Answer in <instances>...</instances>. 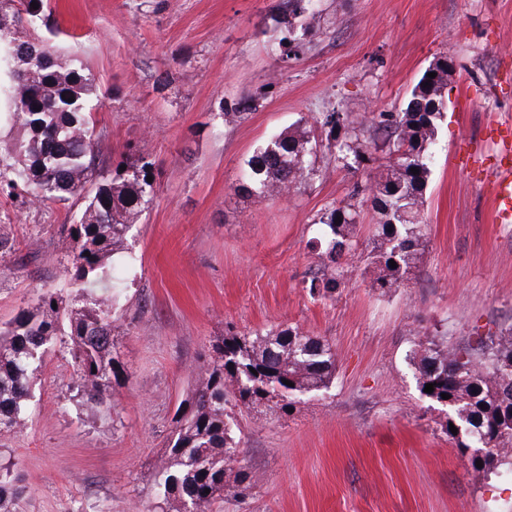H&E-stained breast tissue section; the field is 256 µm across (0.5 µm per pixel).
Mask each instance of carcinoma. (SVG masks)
Listing matches in <instances>:
<instances>
[{"mask_svg": "<svg viewBox=\"0 0 512 512\" xmlns=\"http://www.w3.org/2000/svg\"><path fill=\"white\" fill-rule=\"evenodd\" d=\"M33 2L38 8L31 7ZM47 7L48 0H0V99L8 104L0 123L17 133L12 153L0 156V195L21 187L33 204L84 196L76 222L67 225L71 246L64 275L93 295L100 309L68 308L47 289L0 327V433L27 427L36 372L63 319L74 359L75 396L111 407L112 379L122 368L112 338V302L117 300L112 281L118 278L112 259L125 252L127 234L155 194L154 184L147 182L146 163L130 162L123 171L97 168L94 77L80 58L56 57L39 35L38 22L44 21ZM320 19L314 0H282L274 21L285 58L307 48ZM431 72L436 77H428ZM453 75L448 56H440L401 111L381 112L369 126L346 112H326L320 121L328 129L325 139L300 121L245 161L246 174L233 187L236 197L276 198L300 191L314 176L321 150L339 169L369 171L368 189L354 185L345 200L332 204L320 218L324 230L312 247L321 249L324 272L310 279L312 296L332 299L341 288V260L353 247V228L366 202L383 217L380 243L370 251L380 269L372 287L383 292L397 288L413 268L423 237L421 207L432 146ZM260 106L259 98H250L224 113V120L241 121ZM414 168L418 173H412ZM338 218L342 222L337 224ZM391 260L397 267L389 266ZM213 351L215 359L198 368L194 388L172 418L169 466L157 483L158 498L180 501L184 512H214L224 495L237 496L257 482L255 472L239 459L236 411L259 408L278 419L288 414L298 396L328 388L336 370L332 346L297 327L228 334L217 339ZM412 359L423 396L448 408L461 453L468 448L486 451L477 472L487 476L512 466V328L495 340H478L475 347L421 340ZM286 380L294 386L284 384ZM428 383L433 384L431 393L424 392ZM444 393L450 398L443 399ZM234 464L237 471L229 481L228 467ZM20 481L18 474L0 472V512H16L12 505Z\"/></svg>", "mask_w": 512, "mask_h": 512, "instance_id": "carcinoma-1", "label": "carcinoma"}]
</instances>
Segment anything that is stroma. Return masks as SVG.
Wrapping results in <instances>:
<instances>
[{"instance_id":"1","label":"stroma","mask_w":512,"mask_h":512,"mask_svg":"<svg viewBox=\"0 0 512 512\" xmlns=\"http://www.w3.org/2000/svg\"><path fill=\"white\" fill-rule=\"evenodd\" d=\"M280 0H51L42 36L95 76L98 161L126 148L151 162L155 196L128 234L135 256L113 310L124 378L111 409L76 401L71 357L46 358L28 427L0 435L24 512H146L177 404L228 329L293 326L336 351L328 389L281 420L247 421L241 457L259 476L223 512H512V467L476 476L419 392L414 343L476 342L512 327V225L492 223L480 177L455 170L485 155L488 123H512V0H319L309 49L282 58ZM452 57L424 194L425 248L411 279L380 293L367 254L381 220L364 208L344 283L330 300L306 283L321 264L309 241L327 206L363 173L321 160L298 193L237 199L256 147L299 119L337 110L397 112L433 59ZM167 77L160 86L158 77ZM257 96L248 118L224 114ZM81 197L42 206L0 197L19 248L0 267V323L40 287L91 300L63 274Z\"/></svg>"}]
</instances>
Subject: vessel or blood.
Listing matches in <instances>:
<instances>
[{
  "label": "vessel or blood",
  "mask_w": 512,
  "mask_h": 512,
  "mask_svg": "<svg viewBox=\"0 0 512 512\" xmlns=\"http://www.w3.org/2000/svg\"><path fill=\"white\" fill-rule=\"evenodd\" d=\"M486 136L498 148L495 158L490 160L470 154L464 157L461 165L463 169L486 174L495 223L512 224V126H488Z\"/></svg>",
  "instance_id": "1"
}]
</instances>
